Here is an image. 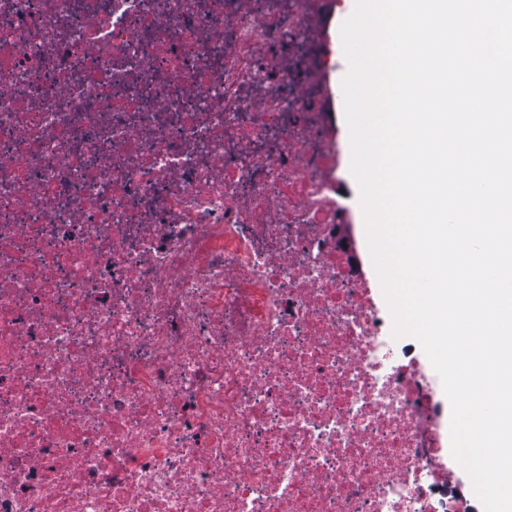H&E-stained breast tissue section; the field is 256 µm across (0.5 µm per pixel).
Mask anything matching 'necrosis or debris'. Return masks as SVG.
Here are the masks:
<instances>
[{"mask_svg": "<svg viewBox=\"0 0 512 512\" xmlns=\"http://www.w3.org/2000/svg\"><path fill=\"white\" fill-rule=\"evenodd\" d=\"M335 0H0V512H461L336 239Z\"/></svg>", "mask_w": 512, "mask_h": 512, "instance_id": "obj_1", "label": "necrosis or debris"}]
</instances>
